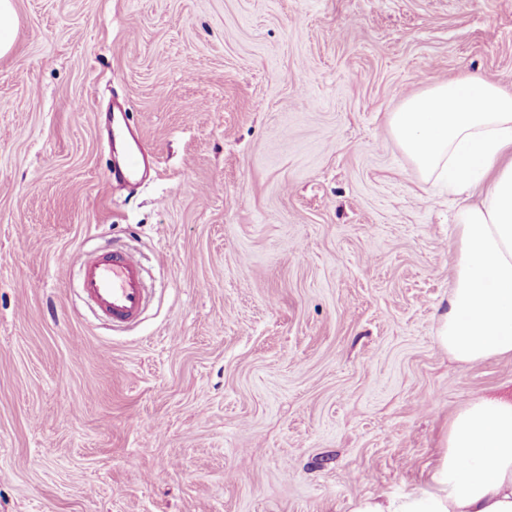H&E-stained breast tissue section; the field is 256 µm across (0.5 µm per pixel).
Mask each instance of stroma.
I'll use <instances>...</instances> for the list:
<instances>
[{
	"label": "stroma",
	"instance_id": "35a3bbf8",
	"mask_svg": "<svg viewBox=\"0 0 512 512\" xmlns=\"http://www.w3.org/2000/svg\"><path fill=\"white\" fill-rule=\"evenodd\" d=\"M0 56V512H349L424 487L512 359L436 341L456 202L405 100L512 92V0H14ZM157 168L118 195L107 121ZM137 252L112 329L68 259Z\"/></svg>",
	"mask_w": 512,
	"mask_h": 512
}]
</instances>
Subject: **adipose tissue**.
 <instances>
[{"instance_id": "adipose-tissue-1", "label": "adipose tissue", "mask_w": 512, "mask_h": 512, "mask_svg": "<svg viewBox=\"0 0 512 512\" xmlns=\"http://www.w3.org/2000/svg\"><path fill=\"white\" fill-rule=\"evenodd\" d=\"M388 128L423 177L459 200L438 344L466 365L512 358V93L482 79L437 83L406 99ZM351 512H512V396L466 400L424 487L361 496Z\"/></svg>"}]
</instances>
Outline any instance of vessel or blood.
Wrapping results in <instances>:
<instances>
[{
    "instance_id": "b4317fda",
    "label": "vessel or blood",
    "mask_w": 512,
    "mask_h": 512,
    "mask_svg": "<svg viewBox=\"0 0 512 512\" xmlns=\"http://www.w3.org/2000/svg\"><path fill=\"white\" fill-rule=\"evenodd\" d=\"M147 164V154L141 148H131L122 167L112 173L113 188L125 187ZM80 285L92 308L117 327L135 324L150 296L141 263L129 251L115 249L84 260Z\"/></svg>"
}]
</instances>
